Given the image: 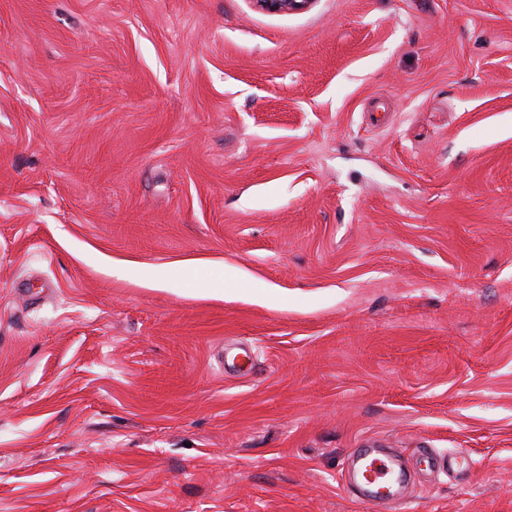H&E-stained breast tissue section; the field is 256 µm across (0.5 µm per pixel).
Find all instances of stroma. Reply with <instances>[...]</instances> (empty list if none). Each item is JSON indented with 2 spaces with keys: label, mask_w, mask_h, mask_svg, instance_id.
Returning <instances> with one entry per match:
<instances>
[{
  "label": "stroma",
  "mask_w": 512,
  "mask_h": 512,
  "mask_svg": "<svg viewBox=\"0 0 512 512\" xmlns=\"http://www.w3.org/2000/svg\"><path fill=\"white\" fill-rule=\"evenodd\" d=\"M369 446L512 512V0H0V512H365ZM257 6L270 13H290L307 9L313 0H255Z\"/></svg>",
  "instance_id": "obj_1"
}]
</instances>
